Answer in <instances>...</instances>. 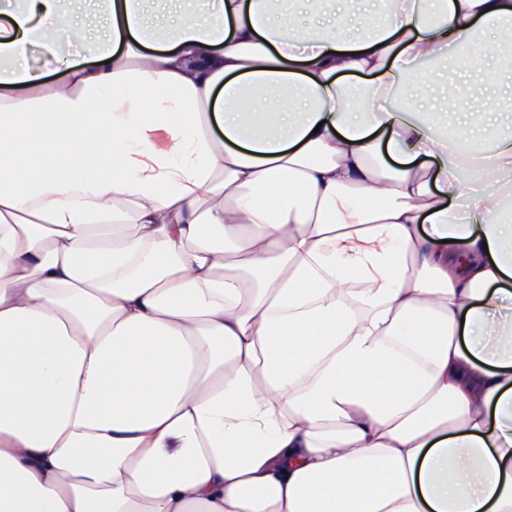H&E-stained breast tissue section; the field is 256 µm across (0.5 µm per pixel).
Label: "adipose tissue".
Listing matches in <instances>:
<instances>
[{
  "mask_svg": "<svg viewBox=\"0 0 512 512\" xmlns=\"http://www.w3.org/2000/svg\"><path fill=\"white\" fill-rule=\"evenodd\" d=\"M62 2L0 0V512H512V134L411 104L512 0Z\"/></svg>",
  "mask_w": 512,
  "mask_h": 512,
  "instance_id": "ef3b65f1",
  "label": "adipose tissue"
}]
</instances>
